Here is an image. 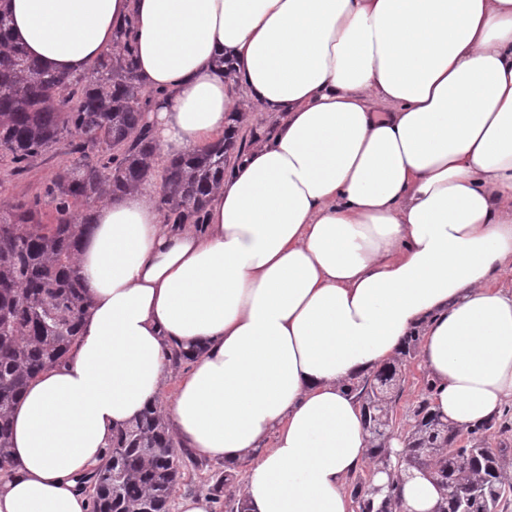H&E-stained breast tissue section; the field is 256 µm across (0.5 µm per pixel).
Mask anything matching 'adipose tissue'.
<instances>
[{"label": "adipose tissue", "mask_w": 512, "mask_h": 512, "mask_svg": "<svg viewBox=\"0 0 512 512\" xmlns=\"http://www.w3.org/2000/svg\"><path fill=\"white\" fill-rule=\"evenodd\" d=\"M11 44L70 78L129 27L159 158L250 106L280 123L238 156L207 221L167 224L156 180L99 203L77 253L90 306L13 415L0 512H88L79 480L158 404L233 470L252 512H354L369 470L351 392L419 334L431 404L466 431L512 404V0H6ZM238 81L243 98L226 89ZM402 512H436L401 477Z\"/></svg>", "instance_id": "adipose-tissue-1"}]
</instances>
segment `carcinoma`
I'll list each match as a JSON object with an SVG mask.
<instances>
[{
  "instance_id": "cac0c4a2",
  "label": "carcinoma",
  "mask_w": 512,
  "mask_h": 512,
  "mask_svg": "<svg viewBox=\"0 0 512 512\" xmlns=\"http://www.w3.org/2000/svg\"><path fill=\"white\" fill-rule=\"evenodd\" d=\"M68 78L48 72L26 54L0 51V150L21 171L62 139L76 155L46 195L55 203L57 223H35V208L21 200L0 213V461L12 462L14 407L27 385L47 366L64 360L78 340L88 307L75 254L92 228L94 204L136 189L152 174V133L144 121L145 96L132 45L115 35L112 52L98 59L63 111L59 97ZM235 132L207 148L176 156L164 167L160 198L167 224H202L211 195L224 175ZM97 149L91 157L88 149ZM420 336L407 337L392 362L359 378L353 387L366 415L369 454L387 449L392 419L388 393L397 388L403 362ZM433 385L413 410V424L400 455L418 472L433 473L442 502L437 512H503L512 485L501 480L505 448L486 447L492 419L460 431L431 408ZM180 445L154 407L112 435V456L83 479L92 484L93 512H170L181 478ZM395 486L373 507V489L360 481L350 492L359 512H401Z\"/></svg>"
}]
</instances>
